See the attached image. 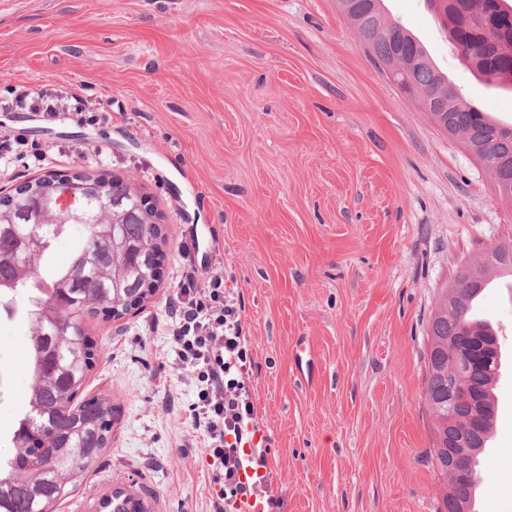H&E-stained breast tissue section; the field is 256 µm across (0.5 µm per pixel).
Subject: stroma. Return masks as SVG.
Listing matches in <instances>:
<instances>
[{"mask_svg":"<svg viewBox=\"0 0 512 512\" xmlns=\"http://www.w3.org/2000/svg\"><path fill=\"white\" fill-rule=\"evenodd\" d=\"M384 3L464 100L512 124V92L462 64L426 0ZM58 85L105 117L79 126L9 105ZM18 132L62 156L14 162L0 187L103 173L135 183L167 226L156 294L87 321L86 393L117 409L93 470H141L167 512H209L210 458L186 445L193 384L164 325L183 265L218 260L244 300L280 512H436L427 324L460 265L512 233V205L378 70L336 0H0V139ZM94 145L97 161L74 157ZM481 302L512 356V278ZM26 310L20 296L0 318L1 457L27 404ZM495 396L474 512H512V368Z\"/></svg>","mask_w":512,"mask_h":512,"instance_id":"1","label":"stroma"}]
</instances>
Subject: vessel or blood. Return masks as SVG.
<instances>
[{"label": "vessel or blood", "instance_id": "obj_1", "mask_svg": "<svg viewBox=\"0 0 512 512\" xmlns=\"http://www.w3.org/2000/svg\"><path fill=\"white\" fill-rule=\"evenodd\" d=\"M86 512H161V502L144 472L119 469L98 473Z\"/></svg>", "mask_w": 512, "mask_h": 512}]
</instances>
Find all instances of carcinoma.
<instances>
[{
    "label": "carcinoma",
    "instance_id": "cac0c4a2",
    "mask_svg": "<svg viewBox=\"0 0 512 512\" xmlns=\"http://www.w3.org/2000/svg\"><path fill=\"white\" fill-rule=\"evenodd\" d=\"M379 67L405 61L420 92L421 111L465 149L489 174L499 197L512 201V126L465 102L432 62L422 43L390 20L383 0H336ZM448 39L479 75L512 89V13L500 0H441ZM0 306L27 294L33 329L28 346L27 408L11 437L12 454L0 461V512H59L112 443L114 408L106 398L79 399L97 360L84 316L121 318L155 294L161 281L159 242L166 225L98 224L81 228L82 247L56 274L42 275L40 262L75 224L27 223L17 193L0 197ZM512 274V239L488 253L483 265L466 267L439 291L427 325L424 404L432 417L431 464L444 481L437 512H473L482 481L477 457L494 418L499 351L467 369L452 366L448 345L471 334L495 336L469 314L491 271ZM460 382L474 396L448 405V384ZM466 435L470 453L448 459V442Z\"/></svg>",
    "mask_w": 512,
    "mask_h": 512
}]
</instances>
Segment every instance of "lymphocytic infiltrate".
<instances>
[{
  "mask_svg": "<svg viewBox=\"0 0 512 512\" xmlns=\"http://www.w3.org/2000/svg\"><path fill=\"white\" fill-rule=\"evenodd\" d=\"M33 104L44 117L69 111L73 121L87 123L94 104L64 88L40 89L19 96L17 106ZM166 334L179 369L195 383L189 407L190 447L212 460L208 473L213 494L209 512H239L241 504L262 503L276 512L281 501L271 493L273 473L268 447L255 444L258 431L251 386L256 369L250 338L242 320V300L225 287L220 270L183 272L169 301ZM258 471L244 479L245 469Z\"/></svg>",
  "mask_w": 512,
  "mask_h": 512,
  "instance_id": "lymphocytic-infiltrate-1",
  "label": "lymphocytic infiltrate"
}]
</instances>
